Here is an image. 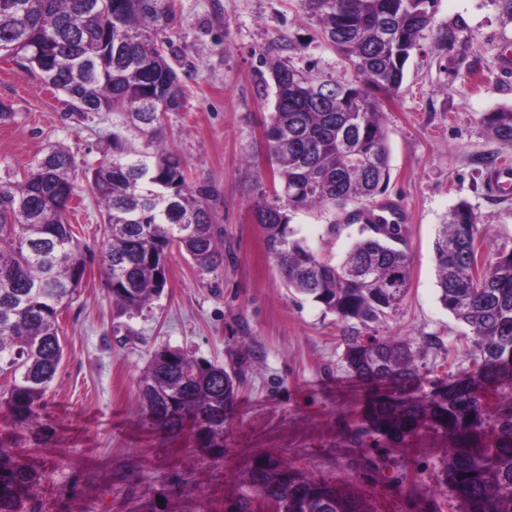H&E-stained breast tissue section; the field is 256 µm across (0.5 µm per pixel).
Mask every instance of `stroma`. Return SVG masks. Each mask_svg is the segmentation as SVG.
Returning a JSON list of instances; mask_svg holds the SVG:
<instances>
[{
  "label": "stroma",
  "mask_w": 512,
  "mask_h": 512,
  "mask_svg": "<svg viewBox=\"0 0 512 512\" xmlns=\"http://www.w3.org/2000/svg\"><path fill=\"white\" fill-rule=\"evenodd\" d=\"M167 35L171 64L184 91L169 113L165 139L186 165L189 181L205 183L224 263L199 270L171 251L168 281L138 312L112 303L102 273V207L81 190L68 219L88 257L78 295L59 318L64 358L47 389L39 429L14 421L0 403V445L31 470L36 512H228L247 491L251 461L272 455L305 474L361 497L367 512H456L437 473L447 437L421 432L405 452L407 472L374 469L379 449L354 447L369 392L347 370L333 314L286 288L263 246L253 209L270 190L264 122L274 87H261L267 59L351 80L319 26L298 0H174ZM435 23L457 28L440 49L423 40L406 65L400 94L383 106L391 180L385 192L406 211L411 254L407 293L380 332L422 349L429 378L465 371L467 327L438 300L434 241L459 201L482 228L480 255L496 261L512 248V193L489 186L492 159L506 150L482 117L512 107V74L498 59L512 47V13L501 0H439ZM0 182L14 179L54 145L70 147L81 166L97 165L112 117L72 114L63 93L0 59ZM348 210H302L292 227L322 258L340 262L359 234ZM159 344L225 368L239 384L223 448L207 449L180 435H158L140 409L137 382Z\"/></svg>",
  "instance_id": "obj_1"
}]
</instances>
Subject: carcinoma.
Wrapping results in <instances>:
<instances>
[{"instance_id": "carcinoma-1", "label": "carcinoma", "mask_w": 512, "mask_h": 512, "mask_svg": "<svg viewBox=\"0 0 512 512\" xmlns=\"http://www.w3.org/2000/svg\"><path fill=\"white\" fill-rule=\"evenodd\" d=\"M171 2L0 0V58L37 71L74 111L115 119L102 161L84 178L104 209L102 269L113 304L124 311L161 296L174 247L202 271L223 262L211 189L188 182L164 137L165 119L183 97L168 61ZM438 2L299 0L357 79L269 63L275 104L265 133L277 187L273 201L256 204L254 219L287 286L336 316L348 371L389 388L367 402L350 441L394 453L424 430L444 435L442 483L460 512H512V249L481 276L482 231L471 205L457 203L440 225L439 300L468 326L471 364L428 382L412 343L377 330L407 291L406 225L367 210L360 238L338 264L290 227L294 211L344 208L385 193L391 171L380 107L399 94L426 34L442 49L454 41L455 31L434 25ZM482 122L512 148V108L487 112ZM78 175L74 152L56 146L22 178L0 183V402L20 424L36 422L55 378L63 356L59 315L87 268L67 219ZM138 398L156 431L187 432L205 448H222L238 386L223 366L160 346L138 381ZM38 481L0 448V512H29L28 492ZM247 482L277 512H367L345 489L271 456L252 462ZM254 498L240 497L231 512H254Z\"/></svg>"}]
</instances>
